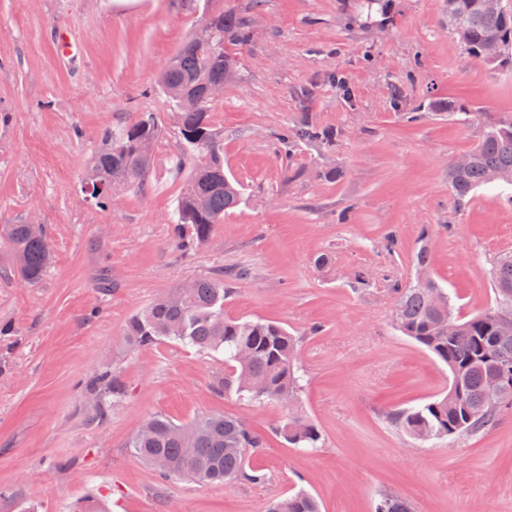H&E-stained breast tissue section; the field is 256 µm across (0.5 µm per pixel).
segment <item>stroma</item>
<instances>
[{
	"mask_svg": "<svg viewBox=\"0 0 512 512\" xmlns=\"http://www.w3.org/2000/svg\"><path fill=\"white\" fill-rule=\"evenodd\" d=\"M230 2L251 38L242 78L212 116L243 196L207 246L183 251L171 221L190 167L156 77L204 0H0V226L43 225L52 248L42 279L26 285L0 240V512H264L269 498L301 489L322 512H375L385 493L412 512H512V413L479 434L424 443L388 420L451 381L392 324L389 283L410 278L421 236L466 315L492 303L488 271L512 253V187L461 202L448 187L449 162L512 113V67L470 59L443 0H388L368 19L360 0ZM56 25L82 46L66 67L44 36ZM437 98L476 119L435 114ZM144 112L167 129L148 181L99 210L80 189L97 136ZM305 120L338 128L336 145L288 147L282 133ZM330 168L339 180L321 179ZM321 253L327 266L315 263ZM238 268L249 278H229ZM216 274L231 292L227 314L299 336L298 407L321 448L299 452L276 434L281 407L217 392L224 366L211 355L127 343L128 319L156 296ZM112 370L128 393L100 417L87 388ZM206 412L264 434L249 464L265 483L165 482L128 446L149 416Z\"/></svg>",
	"mask_w": 512,
	"mask_h": 512,
	"instance_id": "stroma-1",
	"label": "stroma"
}]
</instances>
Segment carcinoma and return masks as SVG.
Returning <instances> with one entry per match:
<instances>
[{"label": "carcinoma", "instance_id": "1", "mask_svg": "<svg viewBox=\"0 0 512 512\" xmlns=\"http://www.w3.org/2000/svg\"><path fill=\"white\" fill-rule=\"evenodd\" d=\"M448 28L468 56L485 52L494 43L500 50L498 66L512 64V11L503 5L486 7L485 0H444ZM201 17L217 32L219 54L189 39L170 59L157 78V85L177 117L183 157L194 167L179 194L172 220V242L178 247L205 245L214 226L242 200V186L224 174V152L211 120L212 102L193 103L206 88L224 80V70L241 71L236 47L249 40V29L235 7L224 0H205ZM433 108L448 116L467 118L477 113L453 100L437 99ZM165 135L151 112L111 132L104 131L86 162L82 191L93 204L105 210L112 197L142 188L154 164V152ZM333 127L304 122L284 135L288 144L318 142L336 144ZM467 166H448V184L458 200L482 187L512 185V114L501 115L486 125L480 141L469 150ZM123 173L120 182L112 172ZM4 240L14 257V272L26 284L38 283L51 260L45 230L36 224H7ZM413 265L425 271L423 282L412 277L394 281L393 325L448 366L456 389L422 405L396 410L392 425L421 442L472 436L495 424L512 411V377L505 381L501 400L488 397L492 379L506 370L512 373V255L504 253L493 263L490 283L494 303L467 317L461 314L448 291L431 268V245L421 239ZM229 289L224 276L186 281L152 300L126 324V339L132 347L171 343L181 348L221 356L224 376L216 387L259 402H275L287 416L275 428L294 448L306 450L322 443L319 428L296 410L302 388L300 340L282 324L263 319L234 318L224 314ZM127 386L118 374H103L88 396L99 416L109 403L125 398ZM263 447V437L244 419L221 413L202 414L185 423L163 415L146 419L134 435L131 448L161 479L189 478L200 484L224 481L262 483L265 474L249 466L247 453ZM265 512H320L318 501L305 491L279 496L267 502ZM375 512H411L407 501L394 494L381 497Z\"/></svg>", "mask_w": 512, "mask_h": 512}]
</instances>
